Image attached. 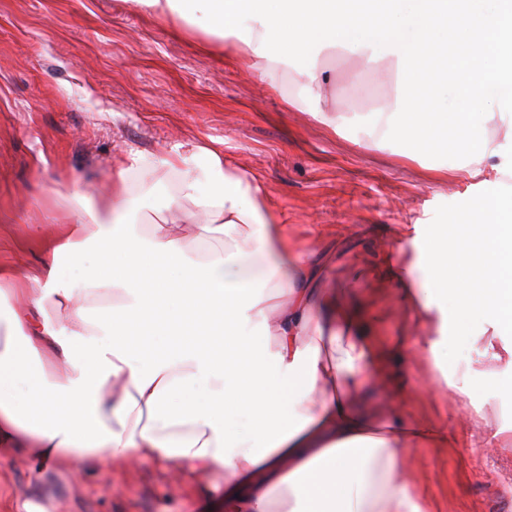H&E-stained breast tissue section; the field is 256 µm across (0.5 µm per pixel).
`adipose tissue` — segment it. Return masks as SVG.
Returning <instances> with one entry per match:
<instances>
[{
  "instance_id": "adipose-tissue-1",
  "label": "adipose tissue",
  "mask_w": 512,
  "mask_h": 512,
  "mask_svg": "<svg viewBox=\"0 0 512 512\" xmlns=\"http://www.w3.org/2000/svg\"><path fill=\"white\" fill-rule=\"evenodd\" d=\"M125 2L203 28L215 48L236 38L268 84L296 62V102L316 117L321 54L346 49L370 69L392 63L400 98L376 113V126L422 139L431 126L465 124L459 172L477 174L496 155L490 128L512 136V0ZM446 83L456 98L449 114L435 109ZM485 96L495 110L477 105ZM172 178L162 225L139 237L133 180ZM70 197L75 224L51 255L77 264L94 251L102 268L81 296L52 272L15 289L32 312L12 317L0 346L1 448H24L40 473L76 474L100 457L220 470L219 512H267L283 486L300 512H428L422 492L400 477L399 450L410 438L447 442V432L367 407L368 388L387 371L371 322L362 306L322 288L324 263L288 236L254 176L230 166L221 147L199 146L192 158L153 166L129 157L105 196L74 189ZM174 224L244 244L197 255ZM410 243L396 262L399 296L414 325L432 333L433 357L449 326L464 330L475 315L512 332V194L471 223ZM256 258L267 278H287L285 295L247 288ZM422 266L426 278L413 281ZM104 296L108 304L86 314L88 300ZM48 300L71 312L69 325L46 316ZM319 322L335 329L334 357L306 341ZM47 358L65 365L63 378L33 377L29 360Z\"/></svg>"
}]
</instances>
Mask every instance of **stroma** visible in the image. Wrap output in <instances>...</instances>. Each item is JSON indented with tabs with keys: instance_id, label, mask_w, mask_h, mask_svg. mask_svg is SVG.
<instances>
[{
	"instance_id": "stroma-1",
	"label": "stroma",
	"mask_w": 512,
	"mask_h": 512,
	"mask_svg": "<svg viewBox=\"0 0 512 512\" xmlns=\"http://www.w3.org/2000/svg\"><path fill=\"white\" fill-rule=\"evenodd\" d=\"M202 40L121 0H0V266L50 260L47 244L72 219L66 189L97 193L133 154L155 164L223 142L226 161L253 175L289 233L322 257L324 287L364 303L392 379L372 390L371 407L447 428L446 447L401 452L431 512H512V447H479L444 381L467 376L489 425L512 424V395L500 388L512 381L503 339L481 336L473 319L471 333H449L448 360L435 366L427 338L405 342L413 325L383 260L408 247L414 225L464 224L494 204L512 184V138L491 130L497 156L479 175L460 173L452 140L374 145L370 115L395 95L389 64L374 73L353 52L321 57L330 127L291 106L294 70L272 88L233 43L209 53ZM439 166L447 176H436ZM223 496V477L180 482L151 460L94 461L77 475L39 478L24 449L0 453V512H211Z\"/></svg>"
}]
</instances>
